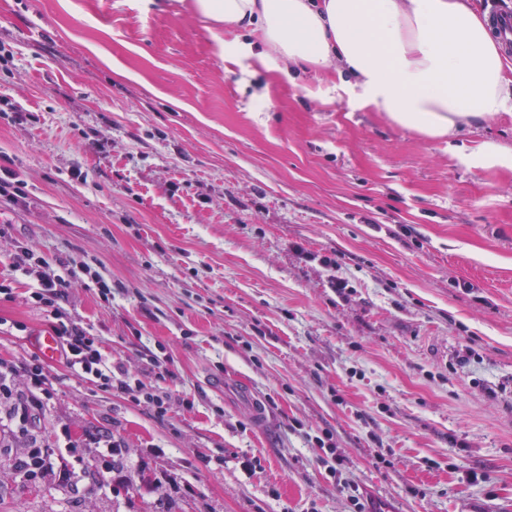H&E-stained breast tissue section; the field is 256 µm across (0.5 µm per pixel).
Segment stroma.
I'll list each match as a JSON object with an SVG mask.
<instances>
[{
    "mask_svg": "<svg viewBox=\"0 0 512 512\" xmlns=\"http://www.w3.org/2000/svg\"><path fill=\"white\" fill-rule=\"evenodd\" d=\"M250 40L194 0H0V169L24 183L0 205V363L36 357L51 322L10 265L20 245L69 267L66 309L145 385L163 348L171 394L160 417L48 362L30 430L113 434L128 488L23 490L7 434L0 512H353L347 483L386 512H512V168L460 159L512 149V112L428 139ZM153 448L192 494L152 486Z\"/></svg>",
    "mask_w": 512,
    "mask_h": 512,
    "instance_id": "stroma-1",
    "label": "stroma"
}]
</instances>
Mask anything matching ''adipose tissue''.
Instances as JSON below:
<instances>
[{
  "instance_id": "adipose-tissue-1",
  "label": "adipose tissue",
  "mask_w": 512,
  "mask_h": 512,
  "mask_svg": "<svg viewBox=\"0 0 512 512\" xmlns=\"http://www.w3.org/2000/svg\"><path fill=\"white\" fill-rule=\"evenodd\" d=\"M259 58L335 71L360 104L435 139L512 112V78L470 0H196Z\"/></svg>"
}]
</instances>
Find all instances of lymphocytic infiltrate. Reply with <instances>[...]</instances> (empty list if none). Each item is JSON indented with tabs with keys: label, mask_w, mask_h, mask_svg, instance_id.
Segmentation results:
<instances>
[{
	"label": "lymphocytic infiltrate",
	"mask_w": 512,
	"mask_h": 512,
	"mask_svg": "<svg viewBox=\"0 0 512 512\" xmlns=\"http://www.w3.org/2000/svg\"><path fill=\"white\" fill-rule=\"evenodd\" d=\"M9 258L14 270L33 279L30 299L35 305L49 311L51 328L58 338L62 358L71 373L103 391L113 390L122 394L132 391L130 374L122 367L113 365L101 340L63 312L62 304L67 298L70 277L41 267L33 253L23 247L11 252ZM22 373L25 378L24 391L0 412V420L16 426L18 433L26 439L27 447L16 464L20 480L35 484L49 478L59 487L77 492L84 488L87 475L93 470L101 478L99 493L109 496L124 492L127 485V477L122 468L125 450L114 435H99L97 450L89 456L80 445L72 441H65L58 448H47L30 434L27 425L32 409L50 401L54 388L41 362L24 365Z\"/></svg>",
	"instance_id": "1"
}]
</instances>
